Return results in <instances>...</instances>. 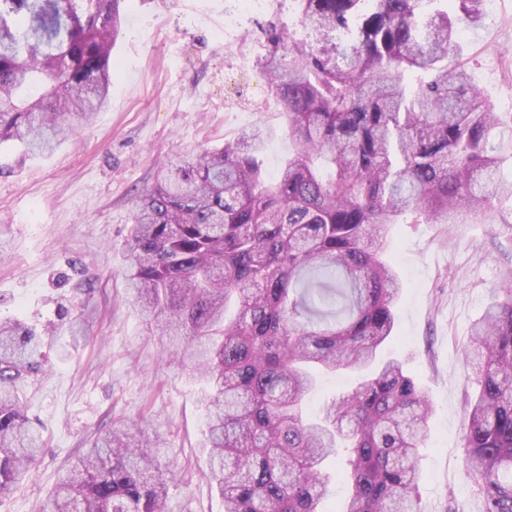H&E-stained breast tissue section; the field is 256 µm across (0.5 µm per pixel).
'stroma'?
Returning <instances> with one entry per match:
<instances>
[{"label": "stroma", "mask_w": 512, "mask_h": 512, "mask_svg": "<svg viewBox=\"0 0 512 512\" xmlns=\"http://www.w3.org/2000/svg\"><path fill=\"white\" fill-rule=\"evenodd\" d=\"M227 0H126L109 103L53 153L0 145V309L55 326L48 365L25 390L45 441L32 476L0 496V512H41L85 439L110 420H140L166 438L171 512H223L201 475L207 424L198 385L166 365L156 336L127 301L123 272L132 199L161 163L222 147L243 127L272 133L267 173L293 150L257 63L261 29L300 27L296 0H273L224 39ZM484 97L512 99V0L464 28L457 55ZM389 262L403 288L384 355L400 359L433 405L419 450L425 512H481L461 452L475 387L463 351L492 293L512 280V201L472 224H396Z\"/></svg>", "instance_id": "stroma-1"}]
</instances>
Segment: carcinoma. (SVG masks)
<instances>
[{
	"mask_svg": "<svg viewBox=\"0 0 512 512\" xmlns=\"http://www.w3.org/2000/svg\"><path fill=\"white\" fill-rule=\"evenodd\" d=\"M125 0H0V144L51 152L108 102ZM309 35L266 31L263 72L294 143L275 178L255 124L224 147L173 159L135 196L125 276L162 360L201 385L203 476L224 512H327L332 458L341 512H422L418 448L432 408L379 351L401 288L385 258L391 225L466 224L512 198L496 176L512 116L448 67L479 0L452 16L431 0H298ZM416 74L409 91L405 72ZM0 314V495L43 443L19 389L43 371L42 337ZM478 387L463 425L482 512H512V284L472 327ZM356 385L307 414L313 371ZM158 433L120 421L93 437L45 512H170L174 473ZM327 471L331 473L333 483L331 485V496L327 500L325 507L330 511L340 510L346 496L348 495V485L344 482L340 472L343 469V463L339 460H331L327 464Z\"/></svg>",
	"mask_w": 512,
	"mask_h": 512,
	"instance_id": "cac0c4a2",
	"label": "carcinoma"
}]
</instances>
